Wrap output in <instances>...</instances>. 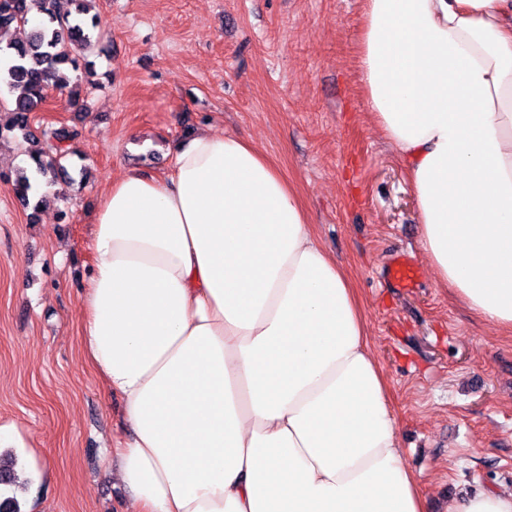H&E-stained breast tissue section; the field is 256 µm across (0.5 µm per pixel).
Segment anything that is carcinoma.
<instances>
[{
    "label": "carcinoma",
    "instance_id": "cac0c4a2",
    "mask_svg": "<svg viewBox=\"0 0 512 512\" xmlns=\"http://www.w3.org/2000/svg\"><path fill=\"white\" fill-rule=\"evenodd\" d=\"M11 28L22 36L0 41V85L21 94L8 122L0 126V136L11 133L29 145L33 167L23 171L13 187L18 201L28 208L35 188L47 174L68 176L62 160L68 154V143L77 136L65 127L50 128L37 136L31 130L30 114L53 92L73 94L64 68H82L87 75H96L88 56L103 51L104 33L98 14L90 13L88 7L73 13L63 8L62 0H0V30Z\"/></svg>",
    "mask_w": 512,
    "mask_h": 512
}]
</instances>
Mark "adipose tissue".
<instances>
[{
	"instance_id": "1",
	"label": "adipose tissue",
	"mask_w": 512,
	"mask_h": 512,
	"mask_svg": "<svg viewBox=\"0 0 512 512\" xmlns=\"http://www.w3.org/2000/svg\"><path fill=\"white\" fill-rule=\"evenodd\" d=\"M359 80L441 284L512 333V0H366ZM90 248L82 349L134 512H426L355 290L253 144L202 131L117 178Z\"/></svg>"
}]
</instances>
